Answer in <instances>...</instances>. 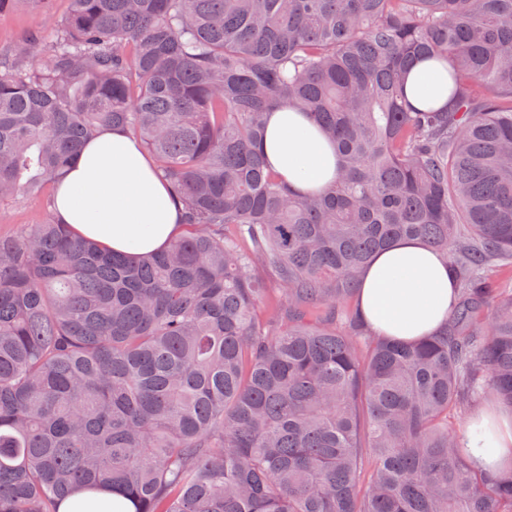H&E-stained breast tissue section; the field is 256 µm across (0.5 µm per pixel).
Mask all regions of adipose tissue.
Masks as SVG:
<instances>
[{
    "mask_svg": "<svg viewBox=\"0 0 512 512\" xmlns=\"http://www.w3.org/2000/svg\"><path fill=\"white\" fill-rule=\"evenodd\" d=\"M406 93L418 108L448 101V70L420 61L406 76ZM264 153L295 191L317 193L336 178V148L308 117L288 107L272 112ZM54 212L79 236L131 257L167 248L180 231L181 213L139 141L109 129L86 142L60 181ZM456 292L447 259L417 239H401L378 253L357 294L360 313L378 336L414 341L446 321ZM470 455L494 470L512 461V417L475 416L467 428Z\"/></svg>",
    "mask_w": 512,
    "mask_h": 512,
    "instance_id": "1",
    "label": "adipose tissue"
}]
</instances>
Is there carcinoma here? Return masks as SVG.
Instances as JSON below:
<instances>
[{
  "label": "carcinoma",
  "instance_id": "carcinoma-1",
  "mask_svg": "<svg viewBox=\"0 0 512 512\" xmlns=\"http://www.w3.org/2000/svg\"><path fill=\"white\" fill-rule=\"evenodd\" d=\"M23 2L41 22L0 57V199L48 194L119 127L183 221L135 261L51 197L0 232V512H512V466H473L448 421L512 409V288L484 273L512 259V0ZM419 59L448 64L447 106L409 103ZM285 103L336 146L319 194L265 164ZM405 238L456 278L419 341L348 307ZM112 499L113 502H123L125 508H131L122 498L108 493L84 492L75 495L61 505L59 512H105L101 510L100 502ZM78 509V510H75Z\"/></svg>",
  "mask_w": 512,
  "mask_h": 512
}]
</instances>
